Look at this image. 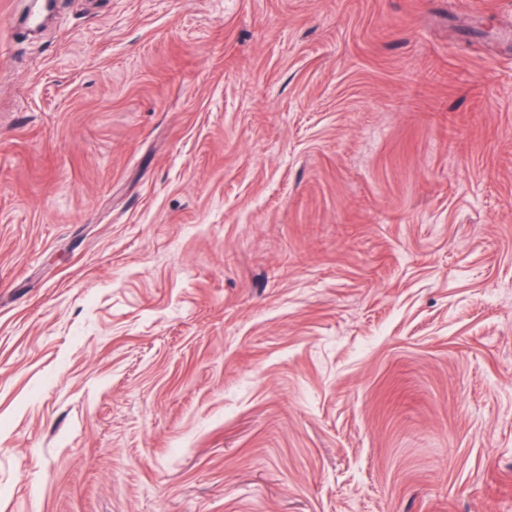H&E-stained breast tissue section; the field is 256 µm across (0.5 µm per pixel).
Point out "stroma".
<instances>
[{
  "instance_id": "35a3bbf8",
  "label": "stroma",
  "mask_w": 512,
  "mask_h": 512,
  "mask_svg": "<svg viewBox=\"0 0 512 512\" xmlns=\"http://www.w3.org/2000/svg\"><path fill=\"white\" fill-rule=\"evenodd\" d=\"M0 44V512H512V0Z\"/></svg>"
}]
</instances>
